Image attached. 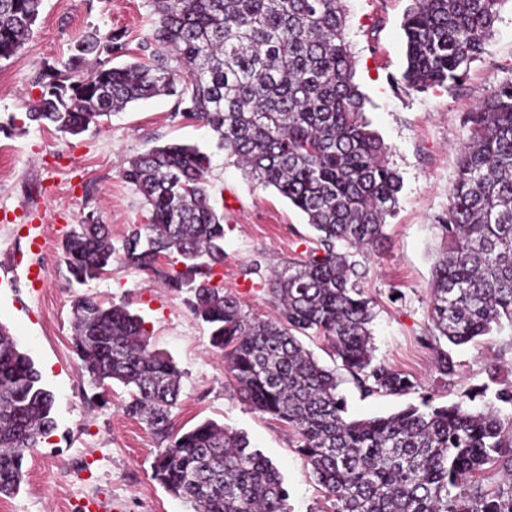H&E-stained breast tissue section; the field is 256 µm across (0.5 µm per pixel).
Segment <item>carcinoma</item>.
Wrapping results in <instances>:
<instances>
[{"label":"carcinoma","instance_id":"obj_1","mask_svg":"<svg viewBox=\"0 0 512 512\" xmlns=\"http://www.w3.org/2000/svg\"><path fill=\"white\" fill-rule=\"evenodd\" d=\"M502 2L413 0L403 22L407 86L457 83L484 52ZM151 3L152 33L138 60L111 65L125 52V34L86 32L62 67L35 77L40 95L26 103V119L77 136L134 101L173 96L176 110L208 126L249 177L307 216L317 247L308 260L269 277L274 316L247 314L212 282L224 264V211L206 177L210 158L195 145L170 143L123 163L148 223L133 225L116 244L107 225L85 217L62 241L69 280L85 285L119 262L151 270L187 294L241 397L294 430L331 512H512V424L498 410L512 405V386L496 390L482 410L465 394L448 405L425 399L350 420L336 372L299 339L323 338L366 394L417 387L375 361L371 307L348 255L384 243L401 183L353 82L343 0ZM41 4L0 0V60L29 39ZM90 56L96 67L86 73ZM466 124L441 224L445 244L430 281L431 341L442 378L456 373L450 348L504 320L512 324V81L498 84ZM162 255L175 256L167 271L156 266ZM72 314L73 352L98 389L93 398L115 384L125 389L124 413L157 440L153 479L169 494L193 512H287L283 479L245 433L213 420L187 430L176 425L181 371L154 348L128 303L83 292L74 295ZM53 408L33 359L0 325V495L19 489L25 458L56 429ZM487 465L502 472L492 491L477 478Z\"/></svg>","mask_w":512,"mask_h":512}]
</instances>
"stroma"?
I'll return each mask as SVG.
<instances>
[{"mask_svg": "<svg viewBox=\"0 0 512 512\" xmlns=\"http://www.w3.org/2000/svg\"><path fill=\"white\" fill-rule=\"evenodd\" d=\"M346 39L355 78L366 97L370 127L390 148L388 162L401 180L387 239L375 254L360 257L363 293L371 301L370 324L376 361L416 379L403 395L363 394L351 380L339 387L353 419L387 415L429 398L451 404L474 393L473 409L490 370L498 387L512 386V325L454 348L458 364L440 379L425 343L431 327L433 265L443 247L440 221L457 171L469 112L494 86L512 80V0H503L484 53L461 81L417 91L402 79L406 68L402 22L412 0H345ZM150 0H42L30 39L11 59L0 61V267L45 269L39 287L0 288V324L33 358L53 393L57 429L27 456L17 493L0 495V512H86V499L101 496L121 512H191L152 478L157 443L139 420L119 408L126 394L112 388L108 405L92 403V389L72 349L71 300L80 287L68 279L61 242L73 224L95 215L109 224L113 241L129 225L145 223L142 199L121 174L122 159L166 143L198 145L211 160L208 178L224 203V264L213 281L237 295L245 311L272 312L266 294L270 267L306 259L316 234L305 216L275 189L246 177L233 164L210 128L175 114V100L155 96L102 118L80 135L38 127L25 118L28 97L38 96L33 77L61 66L84 32L126 33L124 60L139 56L152 29ZM46 225L41 247L30 244L25 224ZM89 292L106 302H129L146 322L156 349L181 371L177 425L212 419L245 432L267 456L288 488L289 512H329L324 493L308 475L292 428L262 415L242 400L224 373L207 327L195 319L182 294L158 276L113 265Z\"/></svg>", "mask_w": 512, "mask_h": 512, "instance_id": "1", "label": "stroma"}]
</instances>
